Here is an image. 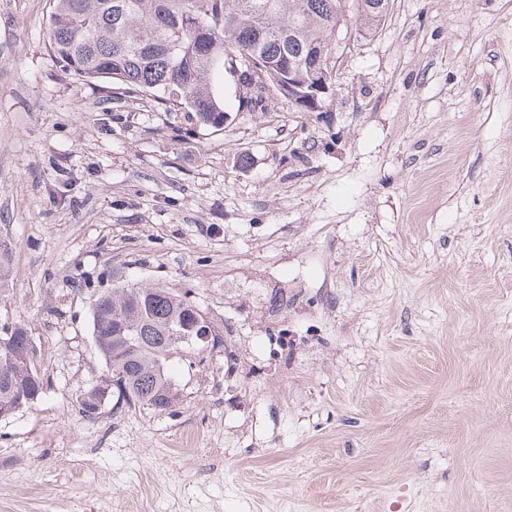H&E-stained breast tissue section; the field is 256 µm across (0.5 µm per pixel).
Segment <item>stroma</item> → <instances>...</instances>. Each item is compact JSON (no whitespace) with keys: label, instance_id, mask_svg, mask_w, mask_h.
Here are the masks:
<instances>
[{"label":"stroma","instance_id":"stroma-1","mask_svg":"<svg viewBox=\"0 0 512 512\" xmlns=\"http://www.w3.org/2000/svg\"><path fill=\"white\" fill-rule=\"evenodd\" d=\"M53 0H0V321L45 380L0 418V512H512V0H350L321 115L223 129L66 70ZM187 295L216 332L155 413L80 391L93 290ZM354 6V15L356 23L359 22V26L366 29V31L377 28L381 22L385 19L387 11L380 15L375 13L371 9L372 0H352Z\"/></svg>","mask_w":512,"mask_h":512}]
</instances>
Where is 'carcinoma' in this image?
Wrapping results in <instances>:
<instances>
[{"label": "carcinoma", "instance_id": "obj_1", "mask_svg": "<svg viewBox=\"0 0 512 512\" xmlns=\"http://www.w3.org/2000/svg\"><path fill=\"white\" fill-rule=\"evenodd\" d=\"M359 26L370 31L385 19L372 0H352ZM341 0H54L49 43L56 57L84 80L112 83L150 97L164 112H193L202 125L224 129L227 112L217 83L233 67L242 75L260 67L288 78V61L299 79L306 48L333 45ZM269 92L258 85L239 109L267 110ZM12 252L0 248V301L9 297ZM194 309L186 296L145 283L97 289L92 305V339L106 374L119 385H95L77 397L89 419L93 407L115 400L129 409L162 413L180 400L168 373L170 329L191 325ZM0 407L34 405L44 380L26 328L0 325Z\"/></svg>", "mask_w": 512, "mask_h": 512}]
</instances>
